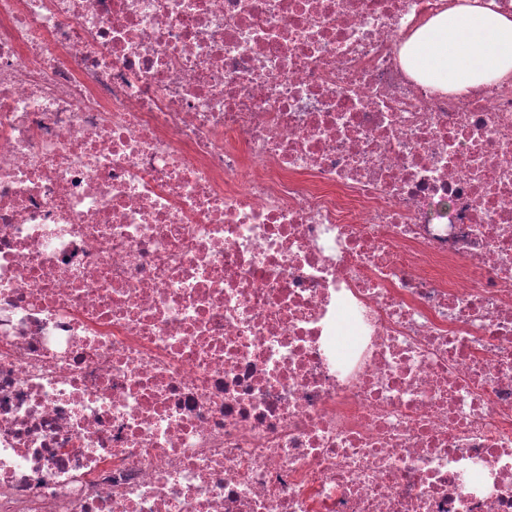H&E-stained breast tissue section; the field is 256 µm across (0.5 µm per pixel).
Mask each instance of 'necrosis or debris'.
Here are the masks:
<instances>
[{"instance_id":"obj_1","label":"necrosis or debris","mask_w":512,"mask_h":512,"mask_svg":"<svg viewBox=\"0 0 512 512\" xmlns=\"http://www.w3.org/2000/svg\"><path fill=\"white\" fill-rule=\"evenodd\" d=\"M457 2L0 0V512H512V75L400 59Z\"/></svg>"}]
</instances>
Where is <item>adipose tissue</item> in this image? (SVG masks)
I'll return each mask as SVG.
<instances>
[{"label":"adipose tissue","mask_w":512,"mask_h":512,"mask_svg":"<svg viewBox=\"0 0 512 512\" xmlns=\"http://www.w3.org/2000/svg\"><path fill=\"white\" fill-rule=\"evenodd\" d=\"M401 56L418 79L447 91L495 82L512 73V17L467 0L420 27Z\"/></svg>","instance_id":"ef3b65f1"}]
</instances>
